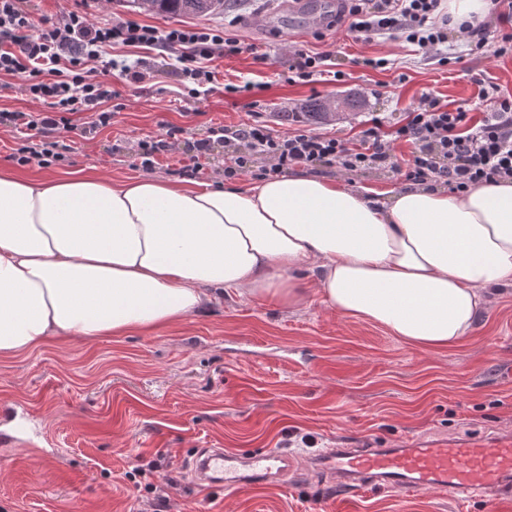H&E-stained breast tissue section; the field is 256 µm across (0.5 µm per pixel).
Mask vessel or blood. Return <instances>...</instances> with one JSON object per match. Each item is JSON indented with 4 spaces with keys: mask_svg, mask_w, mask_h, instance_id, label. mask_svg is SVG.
I'll return each mask as SVG.
<instances>
[{
    "mask_svg": "<svg viewBox=\"0 0 512 512\" xmlns=\"http://www.w3.org/2000/svg\"><path fill=\"white\" fill-rule=\"evenodd\" d=\"M316 464L350 491L392 487L411 495L438 489L468 498L487 495L499 504L512 501L511 435L467 441L411 440L393 448H328ZM190 467L197 484L227 492L278 483L291 470L287 456L273 448H257L247 455L201 448Z\"/></svg>",
    "mask_w": 512,
    "mask_h": 512,
    "instance_id": "1",
    "label": "vessel or blood"
}]
</instances>
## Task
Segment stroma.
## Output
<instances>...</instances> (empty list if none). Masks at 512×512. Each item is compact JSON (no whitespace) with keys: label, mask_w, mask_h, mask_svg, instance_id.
Returning <instances> with one entry per match:
<instances>
[{"label":"stroma","mask_w":512,"mask_h":512,"mask_svg":"<svg viewBox=\"0 0 512 512\" xmlns=\"http://www.w3.org/2000/svg\"><path fill=\"white\" fill-rule=\"evenodd\" d=\"M74 8L97 24L120 18L162 30L220 29L233 18L232 34L246 51L215 59L216 80L195 99L165 68L137 84L107 73L119 104L111 125L91 140L68 131L74 152L43 163L52 173L88 168L115 182L147 173L180 181L187 155H156L147 171L139 142L162 139L171 126L182 128L188 142L203 138L210 125L253 122L283 135L296 125L292 113L314 103L329 113L319 132L352 137L374 116L394 125L425 93L474 117L484 86L512 97V54L495 56L493 45L441 66L395 37L356 40L347 21L333 14L310 22L289 10L287 0H228L224 13L200 17L130 11L113 0L30 4L37 24ZM293 47L334 55L350 80L291 81ZM362 56L390 64L384 70L353 66ZM248 82L252 91H243ZM228 84L237 92H225ZM313 174L373 192L406 184L387 170L346 175L323 166ZM1 404L17 405L18 436L28 448L0 460V512H146L129 474L148 463L170 481L161 512H336L337 484L309 466L320 448L512 432V286L499 292L467 340L428 351L330 310L313 291L296 309L219 291L204 310L148 334L89 342L53 337L34 350L0 356ZM293 433L315 435L317 447H292ZM199 448H275L288 452L297 474L229 495L205 490L186 469ZM348 512L495 509L483 498L434 489L410 497L364 489Z\"/></svg>","instance_id":"stroma-1"}]
</instances>
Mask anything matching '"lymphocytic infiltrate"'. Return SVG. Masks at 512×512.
<instances>
[{"mask_svg":"<svg viewBox=\"0 0 512 512\" xmlns=\"http://www.w3.org/2000/svg\"><path fill=\"white\" fill-rule=\"evenodd\" d=\"M27 2L0 0V76L23 79L31 94L49 103L42 112L0 111V126L28 131L25 144L11 155L20 164L70 153V144L60 140L59 132L71 128L74 115L89 113L81 129L85 137L95 136L110 123L111 113L99 111L98 106L112 92L97 81L98 71H116L132 83L151 75L146 59H108L105 47L158 52L161 58L173 60L174 72L201 85L215 79L210 68L214 58L243 50L240 42L217 29L161 30L134 21L97 25L79 11L44 19L38 30ZM440 5L441 0H343V12L356 38L367 41L376 35H397L425 57L446 64L453 30L450 16L441 14ZM481 101L484 112L475 119L462 110H448L426 93L400 126L384 130L375 117L362 135L348 139L303 127L275 136L260 124L211 126L206 137L189 143L188 151L196 160L208 155L213 144H223L234 160L226 170L230 177L249 174L266 179L296 166L333 165L347 172H400L408 180H429L459 192L475 184L512 179V99L494 89L483 91ZM399 141L410 145V159L397 156ZM258 155L267 158V165L255 166Z\"/></svg>","mask_w":512,"mask_h":512,"instance_id":"obj_1","label":"lymphocytic infiltrate"}]
</instances>
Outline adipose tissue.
<instances>
[{
  "label": "adipose tissue",
  "mask_w": 512,
  "mask_h": 512,
  "mask_svg": "<svg viewBox=\"0 0 512 512\" xmlns=\"http://www.w3.org/2000/svg\"><path fill=\"white\" fill-rule=\"evenodd\" d=\"M323 303L423 350L464 341L512 286V179L378 198L288 175L248 187L0 170V356L48 338L147 333L209 288Z\"/></svg>",
  "instance_id": "obj_1"
}]
</instances>
